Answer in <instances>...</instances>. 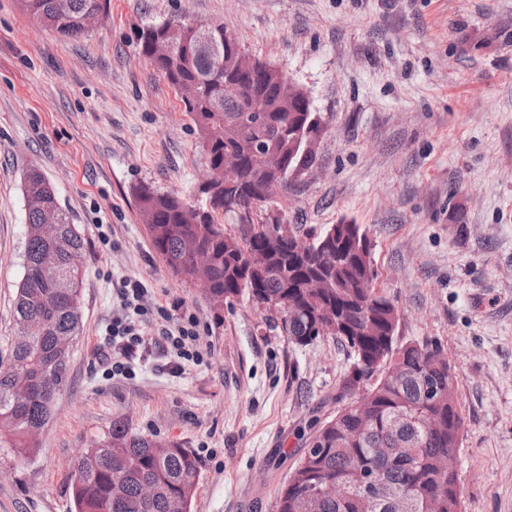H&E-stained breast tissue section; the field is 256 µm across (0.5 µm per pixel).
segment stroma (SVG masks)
Listing matches in <instances>:
<instances>
[{"label": "stroma", "mask_w": 512, "mask_h": 512, "mask_svg": "<svg viewBox=\"0 0 512 512\" xmlns=\"http://www.w3.org/2000/svg\"><path fill=\"white\" fill-rule=\"evenodd\" d=\"M168 21L223 24L307 93L325 131L274 206L308 232L367 228L399 342H438L454 371L465 512H512V0H110L78 39L0 0V357L29 168L77 224L86 268L82 335L40 449L0 448V512H72L73 464L117 421L198 457L192 512H276L313 424L339 408L351 359L334 338L299 347L251 303L213 309L153 249L136 188L202 200L194 123L140 51V29ZM126 280L153 311L123 378L98 352ZM160 307L196 317L203 363L172 372Z\"/></svg>", "instance_id": "stroma-1"}]
</instances>
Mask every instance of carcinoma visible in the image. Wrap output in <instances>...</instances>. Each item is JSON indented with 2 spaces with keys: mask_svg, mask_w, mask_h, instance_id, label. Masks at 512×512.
I'll list each match as a JSON object with an SVG mask.
<instances>
[{
  "mask_svg": "<svg viewBox=\"0 0 512 512\" xmlns=\"http://www.w3.org/2000/svg\"><path fill=\"white\" fill-rule=\"evenodd\" d=\"M37 21L59 35L80 38L88 19L108 7V0H19ZM224 25L215 23L174 63L151 60L181 94L200 136L207 166L224 165V151L237 150L241 162L233 189L209 192L200 209L180 197L147 186L136 188L140 215L152 245L172 273L187 280L196 255L209 262V279L200 287L216 309L259 295L265 309L279 316L290 341L307 346L327 336L350 350L353 364L339 386L345 402L334 417L311 434L288 483L278 493L276 512H307L302 493L331 482L339 496L322 495L319 512H464L458 473L462 426L453 373L429 361L442 350L434 344L401 343L396 332L400 313L375 287L371 253H362L367 231L360 224H333L305 236L287 225L288 237L266 266L248 271V257L270 244L268 225L243 223L266 211L255 195L265 177L263 152L271 151L294 169L303 142L301 129L309 104L288 99L272 69L241 55L239 67L252 72L243 79L239 98H224ZM257 100L267 121L257 131L263 149L241 145L239 127L248 102ZM27 203L24 274L14 303L16 336L8 363H0V447L21 458L40 448L39 434L52 417L67 382L71 352L61 340L80 336L85 269L70 258L85 249L77 226L60 205L48 179L37 168L22 182ZM57 212L54 224L44 213ZM402 377H386L388 368ZM361 434H354L357 425ZM156 437L118 423L92 444L75 463V512H190L200 477L198 458L178 444L155 450ZM145 483L155 486L151 500Z\"/></svg>",
  "mask_w": 512,
  "mask_h": 512,
  "instance_id": "1",
  "label": "carcinoma"
}]
</instances>
